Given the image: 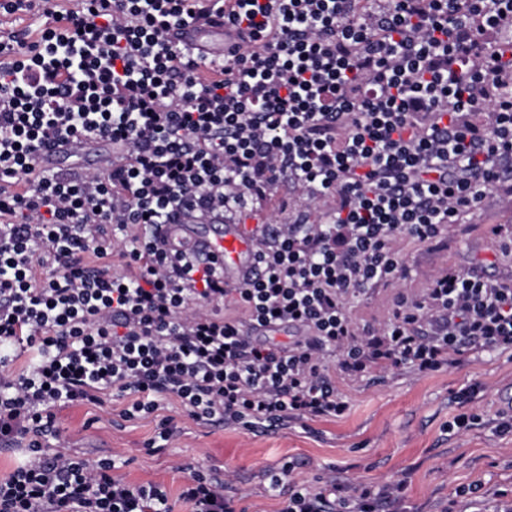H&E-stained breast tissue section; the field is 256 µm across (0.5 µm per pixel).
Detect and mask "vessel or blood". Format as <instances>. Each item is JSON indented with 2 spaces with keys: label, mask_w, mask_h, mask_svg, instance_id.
Returning <instances> with one entry per match:
<instances>
[{
  "label": "vessel or blood",
  "mask_w": 512,
  "mask_h": 512,
  "mask_svg": "<svg viewBox=\"0 0 512 512\" xmlns=\"http://www.w3.org/2000/svg\"><path fill=\"white\" fill-rule=\"evenodd\" d=\"M178 40L192 51L211 58L224 55V31L197 25L177 34ZM94 153L102 169L112 166V144L106 140H70L44 148L39 165L47 170L57 168L64 155ZM254 228L249 224L225 223L222 214L212 213L202 218L189 217L182 223L166 225L164 234L169 249L188 244L216 257L224 267L226 281L237 283L249 277L254 269L251 239Z\"/></svg>",
  "instance_id": "1"
}]
</instances>
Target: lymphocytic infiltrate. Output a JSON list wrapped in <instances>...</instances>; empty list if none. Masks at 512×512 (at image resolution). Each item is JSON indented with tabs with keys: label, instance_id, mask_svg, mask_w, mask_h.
Segmentation results:
<instances>
[{
	"label": "lymphocytic infiltrate",
	"instance_id": "obj_1",
	"mask_svg": "<svg viewBox=\"0 0 512 512\" xmlns=\"http://www.w3.org/2000/svg\"><path fill=\"white\" fill-rule=\"evenodd\" d=\"M76 3L45 7L35 43L0 38V442L26 448L0 512H173L114 462L47 454L65 405L113 393L131 418L174 399L252 431L344 415L339 382L376 368L512 353V282L461 268L399 295L383 326L348 311L403 276L400 237L442 239L487 191L512 196V0ZM192 24L224 28L222 60L173 41ZM84 138L120 148L108 172L40 171L43 147ZM216 210L256 222L246 282L165 246L164 225ZM285 325V345L247 334ZM293 470L270 476L282 512H379L403 488ZM180 498L234 512L198 469Z\"/></svg>",
	"mask_w": 512,
	"mask_h": 512
}]
</instances>
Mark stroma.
I'll return each instance as SVG.
<instances>
[{"mask_svg":"<svg viewBox=\"0 0 512 512\" xmlns=\"http://www.w3.org/2000/svg\"><path fill=\"white\" fill-rule=\"evenodd\" d=\"M512 235V199L488 192L466 218L452 225L444 239L420 243L404 239L405 267L396 286H378L351 301L356 323L386 321L397 292L419 294L442 269L455 266L474 274L512 281V250L501 236ZM482 390L458 404L457 392L473 382ZM350 408L336 420L303 419L261 432L219 423L203 424L179 402L164 401L158 412L123 418L128 401L106 397L104 404H73L57 412L64 450L88 463L116 461L126 481L162 487L175 502L197 468L224 485L237 512H281L286 492L268 488L267 473L293 462L298 482L336 478L346 486L361 483L382 488L404 481L389 512H441L458 488L483 484L487 494L461 512H496L500 491L512 490V434L500 435L492 424L498 413L512 410V353L482 352L438 372L419 376L406 368L380 370L370 379L345 387ZM480 415L469 430H450L461 411ZM178 431L159 450L147 449L160 418Z\"/></svg>","mask_w":512,"mask_h":512,"instance_id":"1","label":"stroma"}]
</instances>
